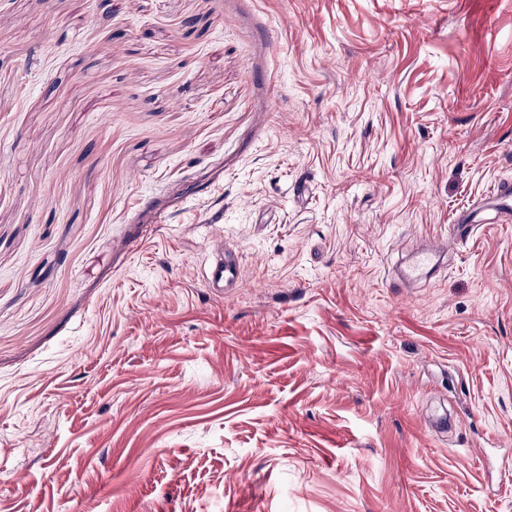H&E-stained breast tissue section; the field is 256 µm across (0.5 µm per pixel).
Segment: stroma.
I'll return each mask as SVG.
<instances>
[{
    "mask_svg": "<svg viewBox=\"0 0 512 512\" xmlns=\"http://www.w3.org/2000/svg\"><path fill=\"white\" fill-rule=\"evenodd\" d=\"M507 180L512 0H0V512H512ZM446 247L432 241L417 251L401 273L402 280L415 282L427 277L429 271L443 257ZM202 283L204 288L213 291L221 288H240L243 280L238 253L232 249H224V252L202 272Z\"/></svg>",
    "mask_w": 512,
    "mask_h": 512,
    "instance_id": "35a3bbf8",
    "label": "stroma"
}]
</instances>
